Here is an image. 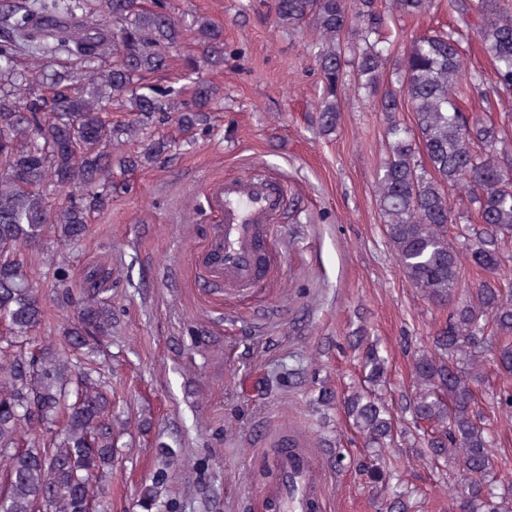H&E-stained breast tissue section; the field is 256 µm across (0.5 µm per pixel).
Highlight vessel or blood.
<instances>
[{
    "mask_svg": "<svg viewBox=\"0 0 512 512\" xmlns=\"http://www.w3.org/2000/svg\"><path fill=\"white\" fill-rule=\"evenodd\" d=\"M213 218L204 251L207 286L246 292L263 285L269 272L270 228L286 203L285 186L270 174L204 182ZM270 503L277 512H321L324 474L310 449L281 450Z\"/></svg>",
    "mask_w": 512,
    "mask_h": 512,
    "instance_id": "1",
    "label": "vessel or blood"
}]
</instances>
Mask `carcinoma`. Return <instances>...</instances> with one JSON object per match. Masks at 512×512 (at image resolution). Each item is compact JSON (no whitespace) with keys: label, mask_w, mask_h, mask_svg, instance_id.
I'll list each match as a JSON object with an SVG mask.
<instances>
[{"label":"carcinoma","mask_w":512,"mask_h":512,"mask_svg":"<svg viewBox=\"0 0 512 512\" xmlns=\"http://www.w3.org/2000/svg\"><path fill=\"white\" fill-rule=\"evenodd\" d=\"M0 0V512H105L99 479L112 472L118 439L112 396L91 357L112 335V301L101 285L112 272L89 268L74 289L70 267L55 255V297L76 309L58 342H36L48 318L24 263L50 245H75L94 214L112 206V165L136 172L180 146L159 131L191 132L208 123L224 89L204 75L224 66V28L207 11L187 22L167 0ZM278 28L311 27L323 84L318 127L340 119L338 92L376 96L390 116L388 151L375 195L388 243L408 281L448 308L429 347L414 358L401 411L409 414L438 481L461 478L455 512H512V458L498 454L512 428V390L489 395V423L475 386L492 361L512 376V278L500 273L512 241V113L473 116L463 108L476 90L485 101L512 98V0H448L458 20L414 37L395 51L398 17H419L435 0H272ZM359 21L357 50L341 37ZM191 38L196 54L178 51ZM474 38L493 62V79L470 68L464 43ZM397 54L391 76L387 62ZM127 120L112 123V111ZM458 228L456 245L448 226ZM481 274L461 289L464 274ZM362 369L375 386L388 373L373 347ZM367 448L362 471L384 492L378 512H416L415 491L389 485L384 453L394 443V410L371 390L324 395ZM160 468L144 487L151 512Z\"/></svg>","instance_id":"carcinoma-1"}]
</instances>
